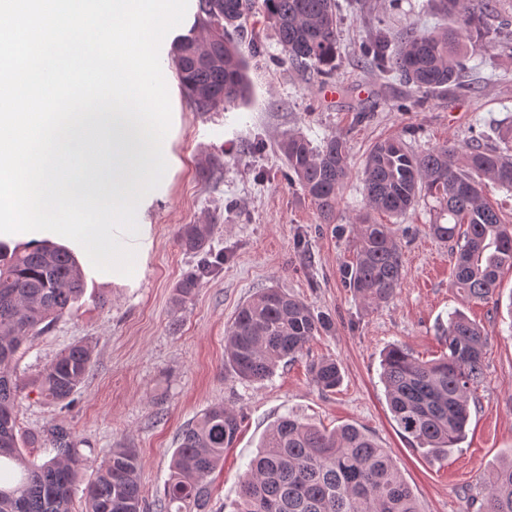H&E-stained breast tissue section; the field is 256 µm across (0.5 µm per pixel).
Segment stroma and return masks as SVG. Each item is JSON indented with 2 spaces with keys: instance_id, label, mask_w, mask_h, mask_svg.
Listing matches in <instances>:
<instances>
[{
  "instance_id": "35a3bbf8",
  "label": "stroma",
  "mask_w": 512,
  "mask_h": 512,
  "mask_svg": "<svg viewBox=\"0 0 512 512\" xmlns=\"http://www.w3.org/2000/svg\"><path fill=\"white\" fill-rule=\"evenodd\" d=\"M337 4V95L331 101L309 74L279 64L281 47L261 13L256 29L264 53L248 60L252 94L246 105L195 112L182 93L170 47L161 49L172 109L180 114L172 143L180 167L140 218L152 227L153 245L137 287L88 277L82 298L12 362L11 372L24 386L18 425L30 458L47 459L41 437L56 423L69 429L93 467L111 448H133L142 494L151 504L163 493L181 430L221 402L242 422L224 451L223 468L211 477L212 512H230L268 428L288 414L329 430L348 423L366 430L390 450L421 512H478L484 476L512 459V270L502 272L489 303L452 288L454 258L450 244L429 230L436 220L430 197L398 218L376 217L392 223L402 253L404 277L392 300L365 305L345 287L340 270L353 258L352 225L373 215L362 183L370 148L399 138L415 152L445 143L464 150L476 137L495 136L512 124V49L478 48L466 63L465 89L427 96L423 105L400 112L396 102L414 95V88L361 64L358 46L382 28L395 38L410 28L435 30L446 18L430 13L426 0ZM291 133L315 145L336 133L348 141L349 176L334 223H321L301 187L283 177L279 143ZM212 157L221 159V171H209ZM204 223L214 224L211 250L223 261L203 279L196 298L180 306L174 287L199 259L181 250L177 230ZM269 287L331 315L334 328L314 337L303 356L272 378L242 381L224 366V329L242 303ZM456 310L483 326L490 344L484 380L471 393L466 435L436 458L399 432L379 379L381 353L398 344L424 361L439 357L445 349L441 327ZM78 343L93 347L94 366L64 407L40 395L38 378ZM324 358L336 360L342 373L332 392L310 380V364Z\"/></svg>"
}]
</instances>
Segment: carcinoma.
<instances>
[{
    "instance_id": "1",
    "label": "carcinoma",
    "mask_w": 512,
    "mask_h": 512,
    "mask_svg": "<svg viewBox=\"0 0 512 512\" xmlns=\"http://www.w3.org/2000/svg\"><path fill=\"white\" fill-rule=\"evenodd\" d=\"M454 18L433 32L409 31L391 41L369 38L358 57L383 74L398 77L426 94H450L460 86L462 58L472 40L499 37L487 24L496 0H428ZM262 10L281 46V63L318 80L331 78L337 53L336 0H197L195 27L173 46L177 76L196 112L228 110L251 95L244 51L262 52L248 21ZM211 49L203 65L197 53ZM288 170L325 224L334 221L348 178V147L339 135L314 146L302 135L280 143ZM488 178L512 191V128L497 144L477 143L464 152L443 145L415 153L399 139L376 143L362 172L371 209L398 217L422 197L439 209L433 234L455 247L453 286L469 299L493 298L499 271L512 268V225L503 224L482 196ZM213 224H183L179 246L203 257L175 286L174 302L191 300L213 269L209 261ZM355 259L342 268L345 287L369 306L388 302L400 286L403 263L394 231L364 221L352 229ZM84 292V274L68 250L54 245L6 252L0 249V512H73L74 490L86 463L68 430L47 429L52 456L41 463L22 451L17 430L19 380L7 370L23 344L40 335ZM331 319L279 288H264L237 310L224 336V364L240 379L261 381L280 365L303 355L314 336L331 329ZM445 351L422 361L393 345L381 361V381L400 431L435 457L448 455L465 437L470 390L483 381L488 332L461 312L448 314L442 328ZM94 363L92 347L75 344L40 375L42 394L68 405ZM323 391L342 377L332 359L309 365ZM239 415L215 403L180 434L159 512H209L207 478L233 445ZM140 466L131 448H113L87 482L86 512H144ZM482 512H512V460L484 481ZM232 512H421L389 452L360 428L332 432L291 416L276 421L262 450L251 459Z\"/></svg>"
}]
</instances>
